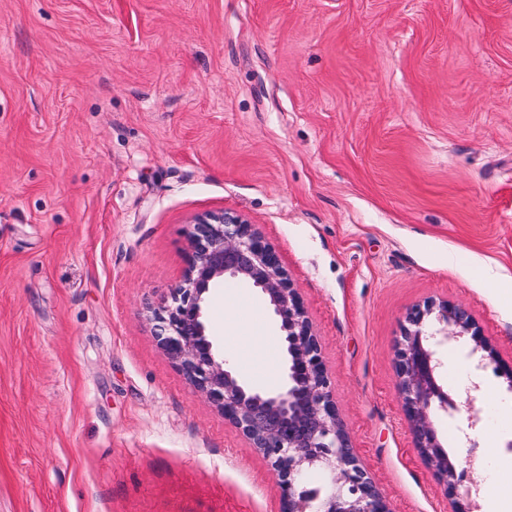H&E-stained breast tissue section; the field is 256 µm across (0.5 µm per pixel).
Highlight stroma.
<instances>
[{"label":"stroma","mask_w":512,"mask_h":512,"mask_svg":"<svg viewBox=\"0 0 512 512\" xmlns=\"http://www.w3.org/2000/svg\"><path fill=\"white\" fill-rule=\"evenodd\" d=\"M276 248L363 466L393 512H448L395 350L417 305L469 308L512 363V0H0V512H279L276 480L159 347L193 219ZM208 319L272 340L260 295ZM435 420L512 500V388Z\"/></svg>","instance_id":"35a3bbf8"}]
</instances>
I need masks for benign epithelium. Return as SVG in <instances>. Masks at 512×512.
<instances>
[{"label":"benign epithelium","instance_id":"1","mask_svg":"<svg viewBox=\"0 0 512 512\" xmlns=\"http://www.w3.org/2000/svg\"><path fill=\"white\" fill-rule=\"evenodd\" d=\"M226 282L259 291L286 335V374L275 389L256 388L237 374L207 322L214 292ZM156 338L185 378L271 467L277 476L280 512H392L386 498L360 463L331 390L329 369L299 290L264 234L232 212L195 218L182 282L171 302L153 311ZM396 350L402 410L415 447L448 495L450 512H475L471 489L477 481L464 468L448 466L433 412H473L474 392L460 399L448 392L439 372L436 346L462 342L476 357V376L488 367L512 387V365L503 363L464 306L427 302L407 316ZM313 470L329 473V487L313 485Z\"/></svg>","mask_w":512,"mask_h":512}]
</instances>
